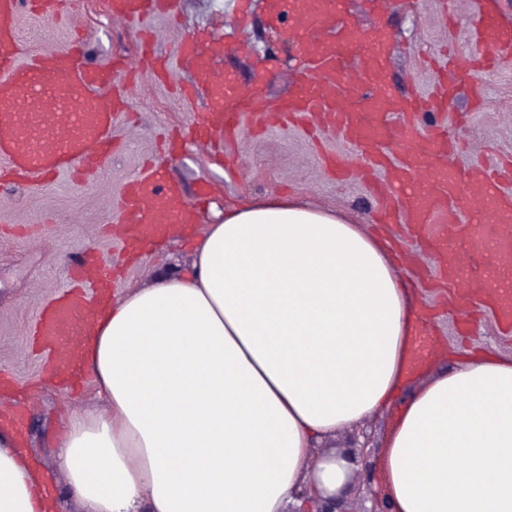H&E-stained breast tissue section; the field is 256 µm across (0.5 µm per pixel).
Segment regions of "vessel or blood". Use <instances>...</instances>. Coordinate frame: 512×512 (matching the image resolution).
Here are the masks:
<instances>
[{"label":"vessel or blood","mask_w":512,"mask_h":512,"mask_svg":"<svg viewBox=\"0 0 512 512\" xmlns=\"http://www.w3.org/2000/svg\"><path fill=\"white\" fill-rule=\"evenodd\" d=\"M337 3L269 0L272 16L285 11L295 16L290 33L301 55V71L295 93L264 109L213 68L212 59L222 48L220 37H186L179 53L193 62L196 84L208 91V107L194 125V140L204 144L215 136L233 139L240 113L251 112L261 127L271 122L309 124L360 147L358 164L339 154L325 158L326 167L369 182L376 223L409 225L436 260V270H424V277L448 292L461 311L491 306L498 325L512 331V292L502 293L484 276L491 266L512 270V196L499 194L489 220L475 224L466 218L491 190L512 181V166L459 168L445 129L420 132L415 115L441 106L447 79L438 77L428 99L396 96L380 61L389 41L384 29L375 28L366 37L360 63H345L334 40L344 29ZM68 5L69 0H0V159L9 175L33 190L60 173L79 179L100 172L114 150V116L124 108L120 99L108 107L102 104L99 90L116 76L108 68L85 66L76 47H47L22 60V14L54 21ZM106 6L112 21L134 23L174 13L177 0H106ZM472 42L478 50L512 56V22L496 14L490 0L476 4ZM355 89L363 93L364 105L358 110L346 104ZM192 221L180 187L165 180L162 165L152 163L125 184L113 231L127 247L139 249L165 239L174 225ZM464 249L469 259L461 258ZM77 279L80 289L42 309L34 326L54 379L78 376L80 344L92 334L98 311L110 302L112 263L90 262L79 268Z\"/></svg>","instance_id":"b4317fda"}]
</instances>
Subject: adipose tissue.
I'll return each instance as SVG.
<instances>
[{
	"label": "adipose tissue",
	"mask_w": 512,
	"mask_h": 512,
	"mask_svg": "<svg viewBox=\"0 0 512 512\" xmlns=\"http://www.w3.org/2000/svg\"><path fill=\"white\" fill-rule=\"evenodd\" d=\"M189 275L129 289L83 363L104 411L73 416L60 464L91 512H284L341 495L311 446L422 376L418 297L391 242L296 197H243L195 235ZM392 512H512V356L482 353L400 408L377 462ZM0 445V512H52Z\"/></svg>",
	"instance_id": "1"
}]
</instances>
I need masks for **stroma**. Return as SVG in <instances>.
Wrapping results in <instances>:
<instances>
[{"instance_id": "stroma-1", "label": "stroma", "mask_w": 512, "mask_h": 512, "mask_svg": "<svg viewBox=\"0 0 512 512\" xmlns=\"http://www.w3.org/2000/svg\"><path fill=\"white\" fill-rule=\"evenodd\" d=\"M240 0H181L179 16H159L149 27L158 33L156 56L166 66L164 79L142 64L143 48L139 26L118 24L105 15L104 0H72L68 22L48 26L40 19L23 15L21 29L24 56L45 45L63 48L71 27L85 33L84 60L91 66H112L118 76L114 87L102 90V99L123 92L127 104L112 123V138L121 147L114 152L96 177L75 182L61 175L43 189L33 191L11 185L0 192L5 207L0 210L9 225L41 227L50 237L43 244L31 237L0 234V368L13 377L17 394L28 400L23 452L53 484L57 512H87L75 498L62 469L58 448L69 417L99 407L88 375H81L77 391L48 383L44 375L45 354L34 344L32 329L41 309L70 284L69 269L87 255H120L116 238L106 234L113 224L123 185L137 175L155 156L164 135L178 129L189 131L205 108L202 95L183 97V86L193 83L191 65L180 62L178 47L185 36L219 32L223 53L217 67L232 76L241 89L253 94L258 106L267 107L287 98L299 78L295 42L288 35V16H270L266 0H247V12H240ZM473 0H348L346 22L359 34L374 27L385 28L390 43L385 53V73L395 93L423 97L433 87L435 72L426 57L447 65L449 56L469 58L475 51L470 33ZM454 86L444 112L425 113L421 124L446 125L451 139L464 145L458 157L461 167L488 164L500 157H512V60H502L490 71H472L469 79ZM355 158L349 145L335 135L313 141L297 127H272L255 133L250 121H243L239 137L226 146L224 158L205 155L188 141L176 143L166 165L168 181L179 184L187 203L197 202L203 183L215 189L200 210L196 224H213L227 200L271 194L274 191L299 195L311 204L336 210L366 228H373L374 201L366 186L357 181L336 182L322 169L326 154ZM198 203V202H197ZM189 236L168 238L159 247L143 251L129 263L112 285L113 299L131 288L150 284L153 274L169 268L187 269L191 260ZM418 296L432 331L444 343V368H453L457 357L476 350L512 353V332L498 329L491 311L482 310L480 319L462 329L458 313L448 311L440 295L419 288ZM397 416L389 405L336 435V446L348 448L352 439L367 438L368 456L354 469L355 482L380 484L375 468L382 451V437Z\"/></svg>"}]
</instances>
